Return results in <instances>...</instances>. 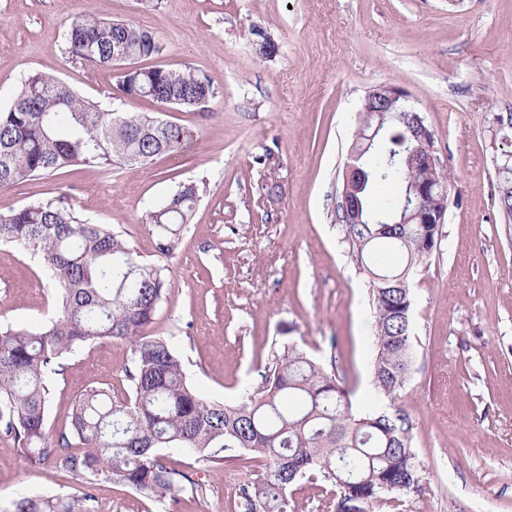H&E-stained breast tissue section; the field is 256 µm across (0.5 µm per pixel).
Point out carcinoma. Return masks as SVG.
I'll return each mask as SVG.
<instances>
[{
    "instance_id": "carcinoma-1",
    "label": "carcinoma",
    "mask_w": 512,
    "mask_h": 512,
    "mask_svg": "<svg viewBox=\"0 0 512 512\" xmlns=\"http://www.w3.org/2000/svg\"><path fill=\"white\" fill-rule=\"evenodd\" d=\"M63 44L73 59L118 67L125 58L158 57L155 32L127 21L81 13L66 25ZM123 97L150 99L162 107L203 109L220 94L213 77L189 67H137L118 76ZM420 112L401 103L386 112L371 145L366 119L350 160L365 175L356 194L361 223L340 224L343 242L368 278L373 309L372 401L359 406L336 376L294 342L272 351L262 385L226 403L202 398L187 381L171 341L146 334L167 290L166 267L147 262L109 224L80 219L60 194L0 215V243L38 256L58 290V314L43 325L0 328V434L31 464L53 461L91 491L101 483L124 484L163 500L190 483L168 466L163 448L222 464L250 454L262 473L242 484L245 512H295L290 489L309 474L331 486L321 503L327 512H365L420 496L423 466L413 446L412 424L400 403L413 370V298L410 277L436 247L437 224H388L415 204L409 183L449 185L443 166L414 168L420 146ZM190 131L156 116L119 114L80 96L61 79L29 75L10 106L0 111V187L58 170L88 166L104 173L118 165L146 164L174 153ZM498 204L512 218V151L496 158ZM200 198L185 183L166 202L145 212L155 248L174 257ZM128 343L130 394L114 400L92 388L73 405L69 429L53 443L46 432L52 382L66 353L99 340ZM13 512H75L59 496H24Z\"/></svg>"
}]
</instances>
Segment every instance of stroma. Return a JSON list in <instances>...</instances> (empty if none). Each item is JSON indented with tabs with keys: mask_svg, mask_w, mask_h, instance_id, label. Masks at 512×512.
<instances>
[{
	"mask_svg": "<svg viewBox=\"0 0 512 512\" xmlns=\"http://www.w3.org/2000/svg\"><path fill=\"white\" fill-rule=\"evenodd\" d=\"M81 11L155 31L164 45L156 64L208 73L221 94L203 114L123 98L116 69L64 50L63 29ZM256 25L277 42L273 58L256 55ZM35 72L192 132L177 153L145 165L108 175L72 167L0 188V214L62 194L154 262L145 211L183 183H203L149 332L169 338L192 386L221 402L260 386L272 347L288 341L354 402L368 395V284L336 210L364 96L382 84L405 89L453 186L438 246L411 280L416 360L402 404L425 483L400 512H512V224L497 205L495 166L504 145L495 119L512 113V0H0V108ZM267 148L265 171L253 158ZM56 310L37 257L0 243V327H35ZM131 367L117 340L67 354L47 405L49 438L86 390L124 399ZM163 455L205 494L159 503L103 483L86 501L74 476L28 465L0 436V512L19 495L60 491L81 512H243L239 461Z\"/></svg>",
	"mask_w": 512,
	"mask_h": 512,
	"instance_id": "35a3bbf8",
	"label": "stroma"
}]
</instances>
